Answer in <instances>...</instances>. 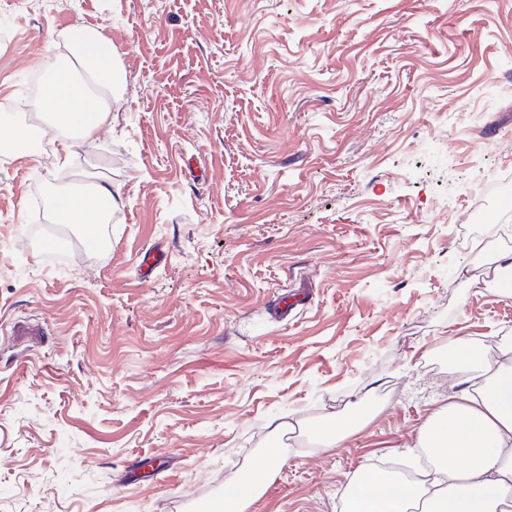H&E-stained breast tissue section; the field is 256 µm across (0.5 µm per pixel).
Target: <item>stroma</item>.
Masks as SVG:
<instances>
[{"label":"stroma","instance_id":"35a3bbf8","mask_svg":"<svg viewBox=\"0 0 512 512\" xmlns=\"http://www.w3.org/2000/svg\"><path fill=\"white\" fill-rule=\"evenodd\" d=\"M81 25L123 72L111 125L72 177L0 152V512L218 507L281 416L249 512H338L418 456L456 344L512 335V297L470 286L512 257V195L469 194L512 178V0H0L8 122ZM89 173L121 188L104 248L36 243ZM308 294V290H300L292 295L283 296L272 307V313L280 318H288L299 306L305 305L308 302ZM369 423L365 414H342L336 416L320 430L322 443L327 448H334L350 434L362 430Z\"/></svg>","mask_w":512,"mask_h":512}]
</instances>
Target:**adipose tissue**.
Masks as SVG:
<instances>
[{
    "instance_id": "obj_1",
    "label": "adipose tissue",
    "mask_w": 512,
    "mask_h": 512,
    "mask_svg": "<svg viewBox=\"0 0 512 512\" xmlns=\"http://www.w3.org/2000/svg\"><path fill=\"white\" fill-rule=\"evenodd\" d=\"M62 41L66 55L46 60V84L25 107L46 119L65 152L76 142L96 140L110 123L119 78L112 42L101 30L76 27ZM64 152L53 157L61 169L68 165ZM119 199L111 180L99 176L87 190L54 195L51 218L89 229L108 223ZM453 371L462 391L434 412L417 440L432 460L433 478L417 483L360 470L344 490L341 512H408L416 502L422 512H507L512 504V344L499 345L491 358L483 342L466 339L456 350ZM279 459L278 449H266L259 464L233 481L222 512H248Z\"/></svg>"
}]
</instances>
